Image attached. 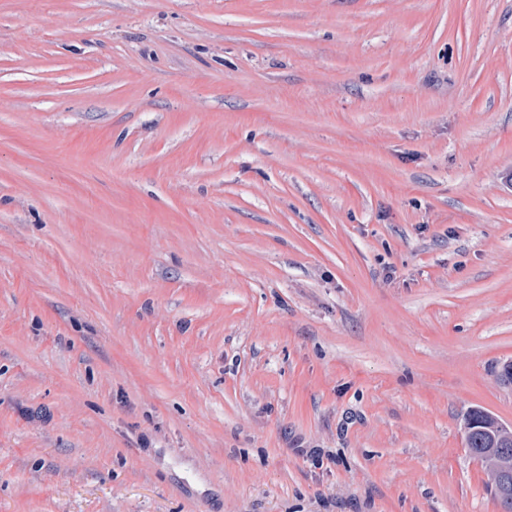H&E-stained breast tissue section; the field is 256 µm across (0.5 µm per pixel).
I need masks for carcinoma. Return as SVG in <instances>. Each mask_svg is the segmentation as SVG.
Segmentation results:
<instances>
[{"mask_svg":"<svg viewBox=\"0 0 512 512\" xmlns=\"http://www.w3.org/2000/svg\"><path fill=\"white\" fill-rule=\"evenodd\" d=\"M466 418L474 422L466 436L468 452L487 472L488 487L496 497L501 471L506 467L512 468V430L481 409L470 410Z\"/></svg>","mask_w":512,"mask_h":512,"instance_id":"obj_1","label":"carcinoma"}]
</instances>
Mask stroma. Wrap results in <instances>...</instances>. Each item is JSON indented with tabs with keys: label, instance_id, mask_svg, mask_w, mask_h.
Returning <instances> with one entry per match:
<instances>
[{
	"label": "stroma",
	"instance_id": "obj_1",
	"mask_svg": "<svg viewBox=\"0 0 512 512\" xmlns=\"http://www.w3.org/2000/svg\"><path fill=\"white\" fill-rule=\"evenodd\" d=\"M512 0H0V512H500ZM466 418L476 423L465 436L468 452L487 472L488 487L503 511L512 512V502L501 503L497 491L501 471L512 468V431L481 409H471L464 421ZM489 448L494 449L489 451Z\"/></svg>",
	"mask_w": 512,
	"mask_h": 512
}]
</instances>
